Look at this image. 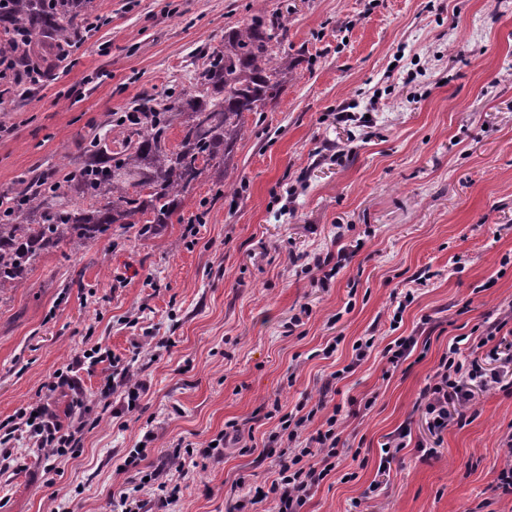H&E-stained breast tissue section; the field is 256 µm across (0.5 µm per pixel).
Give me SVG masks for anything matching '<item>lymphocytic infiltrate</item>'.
<instances>
[{
    "instance_id": "lymphocytic-infiltrate-1",
    "label": "lymphocytic infiltrate",
    "mask_w": 512,
    "mask_h": 512,
    "mask_svg": "<svg viewBox=\"0 0 512 512\" xmlns=\"http://www.w3.org/2000/svg\"><path fill=\"white\" fill-rule=\"evenodd\" d=\"M512 322V317L483 318L478 335L454 337L446 352L442 353L428 381L416 401L426 420L432 436H440L451 426H465L469 417L465 404L473 399L472 385L500 384L499 373L485 369L477 358L479 350H486L490 359L512 364V341L502 338L503 329ZM343 377L334 372L320 386V397L312 406L297 404L290 411H283L280 403H272L267 418L277 419L275 431L269 433L261 452L262 458L272 460L275 477L270 484L251 485L246 478H238L236 487L247 489L248 496L236 503L238 512L250 505L272 503L274 512H301L317 488L332 472L343 466L348 457V444L344 433L341 406H328L327 396ZM461 403V410L448 409L449 401ZM35 439L39 450L54 456L76 454L78 451L74 435L60 434L58 427L49 418L44 401L33 402L21 408L9 420L4 433L0 434V464L8 465L13 458L9 447L18 435ZM154 439L145 434V447L131 450L124 460L123 472H135L139 483L121 492V512H145L147 502L142 491H149L161 507L175 505L180 499L184 459L193 455L214 461L222 460L226 443L239 444L241 453H249V445L241 441L237 422L225 423L223 434L217 435L215 444L195 449L193 444L177 443L167 454L165 466L145 467L149 455L147 445Z\"/></svg>"
}]
</instances>
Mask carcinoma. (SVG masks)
<instances>
[{
	"instance_id": "obj_1",
	"label": "carcinoma",
	"mask_w": 512,
	"mask_h": 512,
	"mask_svg": "<svg viewBox=\"0 0 512 512\" xmlns=\"http://www.w3.org/2000/svg\"><path fill=\"white\" fill-rule=\"evenodd\" d=\"M94 0H0V52L23 70L63 60L65 43L82 36ZM286 21L264 10L224 31V45L204 55L193 90L146 96L134 120L95 136L70 160L63 179L22 176L0 209V291L22 288L42 253L62 244L79 250L113 224L152 234L172 223L186 194L212 169L234 180L228 157L247 130L246 117L277 102L292 60L282 49ZM181 128L177 147L169 131Z\"/></svg>"
}]
</instances>
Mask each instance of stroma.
<instances>
[{"mask_svg": "<svg viewBox=\"0 0 512 512\" xmlns=\"http://www.w3.org/2000/svg\"><path fill=\"white\" fill-rule=\"evenodd\" d=\"M99 28L56 65L47 84L11 91L0 107V194L24 173L61 176L90 138L143 96L191 90L200 52L263 9L287 18L293 72L277 103L248 115L229 163L238 190L215 178L186 195L181 219L141 237L114 224L80 251L43 254L23 288L0 292V421L49 394L62 432L94 421L76 455L13 444L0 469V512H114L117 468L146 432L148 460L173 441L206 444L235 420L254 445L274 431L260 406L314 403L331 373L371 333L370 359L337 384L344 435L366 458L355 479L332 472L303 512H512L497 492L512 393L474 389L470 423L442 435L435 458L413 446L379 496V444L403 423L427 434L414 403L462 326L512 310V0H95ZM345 247L352 259L321 287L291 256ZM431 272L390 329L393 294ZM354 307H347V300ZM311 309L296 330L288 323ZM428 335L407 370L383 379L394 335ZM343 341L330 357L319 351ZM109 348L132 362L146 392L119 412L103 396ZM72 367L76 387L47 393ZM375 397L369 411L358 400ZM187 474L175 512H225L239 476L271 466L237 448Z\"/></svg>", "mask_w": 512, "mask_h": 512, "instance_id": "35a3bbf8", "label": "stroma"}]
</instances>
